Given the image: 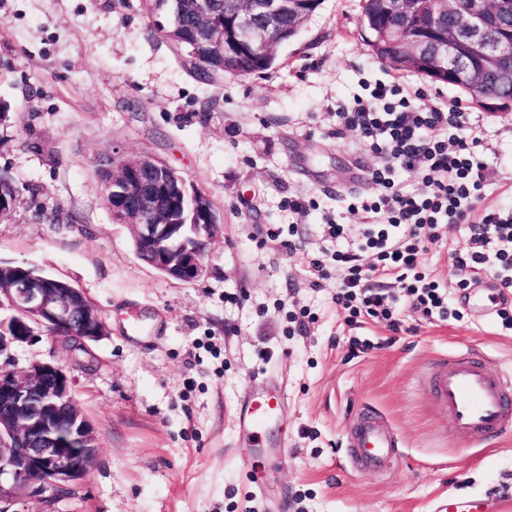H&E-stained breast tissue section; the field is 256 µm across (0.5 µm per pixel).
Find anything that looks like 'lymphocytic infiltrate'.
Wrapping results in <instances>:
<instances>
[{
  "label": "lymphocytic infiltrate",
  "mask_w": 512,
  "mask_h": 512,
  "mask_svg": "<svg viewBox=\"0 0 512 512\" xmlns=\"http://www.w3.org/2000/svg\"><path fill=\"white\" fill-rule=\"evenodd\" d=\"M336 129L355 132L380 160L371 173L376 196L348 205L368 228L352 239L343 224L327 219L322 233L335 248L309 261L318 271L329 262L340 270L333 300L350 325L369 317L398 330L402 302L424 318L447 317L448 290L421 273V256L427 242L457 224L470 230L468 247L453 255L457 288H470L486 272L501 291L512 289V209L475 210L488 163L469 113L415 107L398 86L380 83L369 99L338 108ZM402 170L417 175L415 187L398 181Z\"/></svg>",
  "instance_id": "1"
}]
</instances>
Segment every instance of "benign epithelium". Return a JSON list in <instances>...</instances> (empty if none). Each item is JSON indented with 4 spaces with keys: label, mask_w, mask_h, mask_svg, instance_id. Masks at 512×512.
<instances>
[{
    "label": "benign epithelium",
    "mask_w": 512,
    "mask_h": 512,
    "mask_svg": "<svg viewBox=\"0 0 512 512\" xmlns=\"http://www.w3.org/2000/svg\"><path fill=\"white\" fill-rule=\"evenodd\" d=\"M305 0H238L236 21L226 29L209 21L202 3L194 5L202 39L241 54L276 51L288 40L281 21L292 27L311 17ZM383 33L399 48L401 67L466 91L488 112L512 110V98L497 86L512 85V0H380ZM108 169L112 217L131 228L136 256L156 270L193 283L208 270V246L221 231L219 219L189 225L190 234L174 237L177 224L159 219L160 186L182 176L166 162L143 155L113 153ZM85 293L68 282L31 272L0 286V512H29L35 498L41 512H61L64 492L79 493L98 457L99 437L72 390L73 363L35 362L17 370L12 349L37 338L35 329L51 325L85 330L80 340L96 341L104 323L99 309L78 304Z\"/></svg>",
    "instance_id": "obj_1"
}]
</instances>
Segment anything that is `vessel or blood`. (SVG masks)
<instances>
[{
	"mask_svg": "<svg viewBox=\"0 0 512 512\" xmlns=\"http://www.w3.org/2000/svg\"><path fill=\"white\" fill-rule=\"evenodd\" d=\"M489 359L463 349L434 359L430 392L448 411L458 434L491 439L512 426V374L492 372ZM279 399L246 393L238 421L255 439H262L267 424L280 411ZM397 434L375 413L361 409L347 445L348 459L364 469L386 473L398 454Z\"/></svg>",
	"mask_w": 512,
	"mask_h": 512,
	"instance_id": "obj_1",
	"label": "vessel or blood"
}]
</instances>
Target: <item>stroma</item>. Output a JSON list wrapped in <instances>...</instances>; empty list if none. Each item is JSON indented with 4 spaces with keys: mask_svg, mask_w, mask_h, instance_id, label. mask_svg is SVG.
<instances>
[{
    "mask_svg": "<svg viewBox=\"0 0 512 512\" xmlns=\"http://www.w3.org/2000/svg\"><path fill=\"white\" fill-rule=\"evenodd\" d=\"M360 0H323L278 51V68L204 85L155 33L142 0H0V171L18 188L0 217V263L25 265L82 289L107 333L93 366L73 372L79 405L99 439L96 466L62 512H436L448 493L512 512V431L456 434L428 393L431 360L470 347L512 369L493 278L491 311L455 287L466 225L430 243L422 270L450 285L447 319L400 316L398 332L348 326L332 301L340 276L308 263L328 249L325 216L350 235L372 195L378 157L336 110L397 84L416 105L473 113L488 147L478 209L512 205V112L475 108L458 89L396 72L372 55ZM165 160L207 193L223 222L204 278L183 284L139 260L114 223L97 172L113 153ZM313 201L296 213L292 198ZM295 226L304 252L268 242V225ZM313 321L299 330L302 313ZM383 340L353 355L352 336ZM285 393L269 451L239 430L250 390ZM399 435L392 474L351 469L345 450L359 405Z\"/></svg>",
    "mask_w": 512,
    "mask_h": 512,
    "instance_id": "obj_1",
    "label": "stroma"
}]
</instances>
